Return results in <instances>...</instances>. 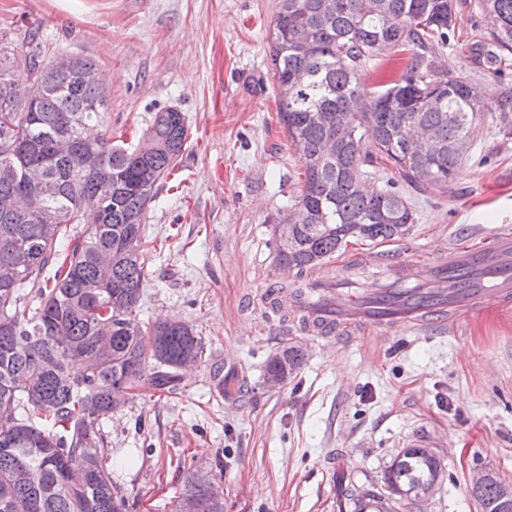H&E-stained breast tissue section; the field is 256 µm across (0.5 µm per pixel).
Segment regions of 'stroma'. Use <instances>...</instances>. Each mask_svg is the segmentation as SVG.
Listing matches in <instances>:
<instances>
[{"instance_id":"35a3bbf8","label":"stroma","mask_w":512,"mask_h":512,"mask_svg":"<svg viewBox=\"0 0 512 512\" xmlns=\"http://www.w3.org/2000/svg\"><path fill=\"white\" fill-rule=\"evenodd\" d=\"M463 22L430 55L489 96L512 88L475 52L490 15L460 0ZM276 0H0V42L44 60L60 54L97 65L115 142L136 146L153 114L182 112L187 149L162 182L143 227L160 247L147 264L139 319H180L204 353L178 395L142 382L104 424L124 512H171L185 474L205 465L224 481V512H354L340 480L381 486L395 455L431 441L442 459L433 497L403 512H479L469 474L480 466L512 485V308L489 303L458 332L403 324L324 341L275 312L269 219L290 208L303 167L278 117L266 35ZM414 210L405 242L351 240L321 269L349 270L370 288L383 266L370 254L409 244L410 259L443 247L482 245L512 225V132L500 123L473 136L448 186L414 185L393 167ZM308 358L288 383H263L264 363L291 342ZM224 368L216 393L212 364Z\"/></svg>"}]
</instances>
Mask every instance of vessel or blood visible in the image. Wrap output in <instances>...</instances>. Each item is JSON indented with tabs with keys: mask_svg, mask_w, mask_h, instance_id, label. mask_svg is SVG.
I'll list each match as a JSON object with an SVG mask.
<instances>
[{
	"mask_svg": "<svg viewBox=\"0 0 512 512\" xmlns=\"http://www.w3.org/2000/svg\"><path fill=\"white\" fill-rule=\"evenodd\" d=\"M392 273L379 290L387 292L410 282L427 283L426 291L373 309L351 286L316 282L305 297L303 314L319 325V333L333 335L343 327L384 329L403 322L419 330L446 327L456 330L459 316L488 300L512 301V226L499 225L483 248H451L440 261L416 263L389 256Z\"/></svg>",
	"mask_w": 512,
	"mask_h": 512,
	"instance_id": "vessel-or-blood-1",
	"label": "vessel or blood"
}]
</instances>
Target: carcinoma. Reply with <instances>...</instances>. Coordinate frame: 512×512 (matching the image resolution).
Returning <instances> with one entry per match:
<instances>
[{"instance_id": "1", "label": "carcinoma", "mask_w": 512, "mask_h": 512, "mask_svg": "<svg viewBox=\"0 0 512 512\" xmlns=\"http://www.w3.org/2000/svg\"><path fill=\"white\" fill-rule=\"evenodd\" d=\"M495 17L481 37L487 60L512 53V0H475ZM459 0H278L267 40L278 115L304 168L294 207L271 222L291 224L277 236L278 265L303 274L327 262L350 239H402L415 223L390 183L366 186V168L393 165L415 184H446L466 159L476 129L506 118L508 103L479 85L432 66L427 52L455 36ZM412 51L400 77L369 93L363 65L393 49ZM32 49L0 47V512H123L112 480L103 423L147 380L173 393L180 370L204 345L181 320L138 321L147 276L143 217L161 180L186 150L182 113L165 109L133 148L112 143L108 97L82 74L96 71L72 57L69 72L41 64L42 92L31 97L24 61ZM57 185L34 198L27 177ZM55 267L53 284L43 280ZM307 353L290 343L267 358L264 378L280 385ZM422 448L403 449L384 488L361 498L340 485L358 512H392L413 487L440 476ZM482 512H508L512 487L496 474L471 488ZM224 512V483L191 471L172 512Z\"/></svg>"}]
</instances>
